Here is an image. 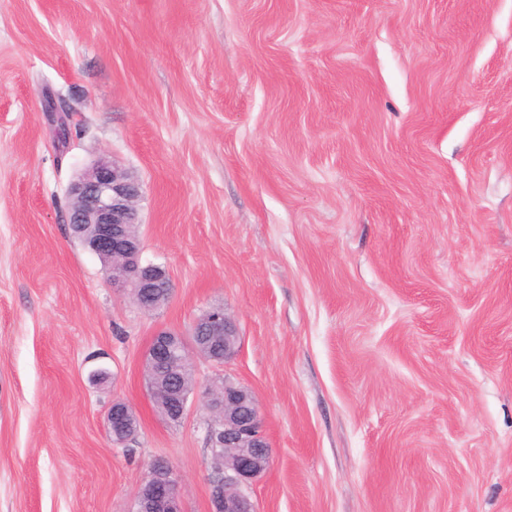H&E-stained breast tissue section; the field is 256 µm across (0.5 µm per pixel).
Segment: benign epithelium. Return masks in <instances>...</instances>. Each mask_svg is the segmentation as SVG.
I'll return each instance as SVG.
<instances>
[{"instance_id": "obj_1", "label": "benign epithelium", "mask_w": 512, "mask_h": 512, "mask_svg": "<svg viewBox=\"0 0 512 512\" xmlns=\"http://www.w3.org/2000/svg\"><path fill=\"white\" fill-rule=\"evenodd\" d=\"M139 184L107 158L96 160L77 176L69 188V224L72 233L102 262L112 287L130 289L144 311L157 308L155 291L171 289L166 271L140 261L141 240L133 228L139 224L136 201ZM240 337L235 321L224 308H213L193 324L189 335L162 330L153 336L144 367L147 386L160 397L164 418L179 424L188 411L189 392L171 382L183 379V360L196 354L218 365L232 359ZM211 414L208 428L209 464L214 474L213 512H256L246 489L266 471L271 448L262 430L257 401L252 392L224 378L207 392ZM107 421L113 442L124 445L138 432L133 408L124 400L112 401ZM135 512H182L177 478L163 461H157L136 496Z\"/></svg>"}]
</instances>
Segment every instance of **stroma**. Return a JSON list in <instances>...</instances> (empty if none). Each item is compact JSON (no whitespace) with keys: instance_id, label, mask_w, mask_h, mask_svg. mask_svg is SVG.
<instances>
[{"instance_id":"stroma-1","label":"stroma","mask_w":512,"mask_h":512,"mask_svg":"<svg viewBox=\"0 0 512 512\" xmlns=\"http://www.w3.org/2000/svg\"><path fill=\"white\" fill-rule=\"evenodd\" d=\"M103 155L158 310L67 223ZM218 306L239 352L193 358L169 424L144 353ZM225 376L272 450L257 512H512V0H0V512H132L158 459L212 512ZM107 421L112 440L116 444L124 445L132 441L138 432V422L133 408L124 400L112 401L107 413Z\"/></svg>"}]
</instances>
